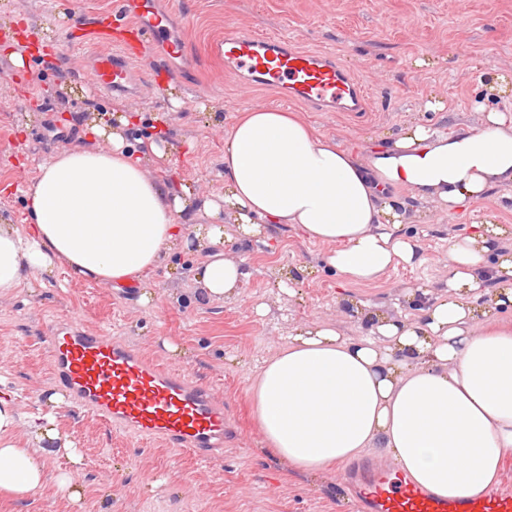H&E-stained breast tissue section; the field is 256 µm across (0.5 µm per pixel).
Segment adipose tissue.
Instances as JSON below:
<instances>
[{"label": "adipose tissue", "instance_id": "obj_1", "mask_svg": "<svg viewBox=\"0 0 512 512\" xmlns=\"http://www.w3.org/2000/svg\"><path fill=\"white\" fill-rule=\"evenodd\" d=\"M87 134L109 149L58 153L29 186L23 223L0 224V298L63 266L78 281L139 284L146 303L151 275L193 245L206 252L198 283L230 300L247 273L225 247L229 224L241 239L296 226L326 246L343 286L370 284L424 261L420 244L397 233L407 200L456 214L491 188L512 192V120L498 110L450 134L409 122L357 155L296 113L245 109L224 139V192L203 201L207 223L190 227L178 218L192 199L156 175L168 162L160 148L134 157L120 132L93 123ZM509 235L487 214L450 240L447 290L420 289L415 319L375 313L356 341L330 320L296 325L247 389L262 447L316 475L379 445L413 485L448 499L497 484L512 457V321L498 312L512 304ZM62 401L49 396L34 415L0 395V493L24 499L44 488L46 459L71 446L57 422Z\"/></svg>", "mask_w": 512, "mask_h": 512}]
</instances>
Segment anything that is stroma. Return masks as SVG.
Wrapping results in <instances>:
<instances>
[{"mask_svg":"<svg viewBox=\"0 0 512 512\" xmlns=\"http://www.w3.org/2000/svg\"><path fill=\"white\" fill-rule=\"evenodd\" d=\"M111 2L0 0V43L16 42L28 59L21 69L0 54L1 220L18 223L24 192L40 166L68 146L85 144L89 123L120 106L140 116L125 131L130 151H144L149 141L167 148L170 163L160 178L200 199L223 194L224 137L249 107H288L319 134L356 151L411 120L449 133L477 126L485 111L512 107V93L500 94L490 82L495 72L512 70V0H157L173 32L184 36L187 56L149 47L147 57L171 80L162 92L130 99L91 91L93 51L75 50L66 38L74 10L103 14ZM28 22L61 51L51 72L38 63L37 46L17 39ZM229 26L334 52L368 86L372 104L364 112H328L283 103L271 87H245L242 78L225 74L224 58L214 49ZM424 55L432 65L415 67L414 59ZM36 76L41 84H33ZM432 95L443 98L444 110L426 109ZM410 209L414 216L401 232L420 242L425 262L389 269L370 285L340 287L324 261V246L271 224L264 239L227 244L245 258L249 272L233 301L205 298L194 278L204 254L195 250L174 253L156 271V297L148 304L141 303L138 286L78 283L63 268L52 285L0 299V392L15 394L24 411H35L56 392L44 337L50 325L70 316L207 383L226 408L224 459L208 463L131 440L64 402L59 422L81 460L63 452L48 460L47 469L52 477L69 475L79 500L49 485L23 500L0 499V512H353L338 480L357 460L317 476L292 470L262 450L246 389L256 359L280 348L295 325L332 319L344 336L358 339L368 323L347 311L352 298L375 311L415 317L408 289L444 286L448 270L438 258L450 239L470 233L473 217L492 214L512 225V196L498 189L469 217H446L415 200ZM299 267L306 273L294 296L281 294L278 279ZM260 303L269 308L262 317L254 311ZM169 341L177 352L166 349Z\"/></svg>","mask_w":512,"mask_h":512,"instance_id":"obj_1","label":"stroma"}]
</instances>
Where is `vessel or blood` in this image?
<instances>
[{"mask_svg":"<svg viewBox=\"0 0 512 512\" xmlns=\"http://www.w3.org/2000/svg\"><path fill=\"white\" fill-rule=\"evenodd\" d=\"M71 32L89 42H105V50L94 57L91 82L108 94L138 92L132 70L149 68L146 44L162 43L175 57L185 52L184 39L165 24L156 0H113L107 13L75 14ZM216 49L230 74L279 87L289 99L349 112L364 109L360 84L332 53L242 30L225 33ZM45 345L51 381L110 428L187 449L206 461L223 460L224 403L209 385L75 319L52 325ZM356 503L357 512H512V492L496 488L479 497L449 500L392 486L384 477L372 495L357 496Z\"/></svg>","mask_w":512,"mask_h":512,"instance_id":"b4317fda","label":"vessel or blood"}]
</instances>
